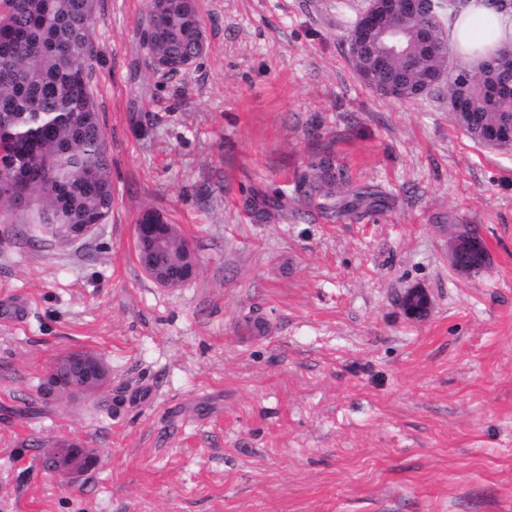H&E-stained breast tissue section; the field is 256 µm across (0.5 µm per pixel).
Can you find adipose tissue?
<instances>
[{"mask_svg": "<svg viewBox=\"0 0 512 512\" xmlns=\"http://www.w3.org/2000/svg\"><path fill=\"white\" fill-rule=\"evenodd\" d=\"M448 27L458 55L467 60L474 50L512 43V8H497L489 0H463Z\"/></svg>", "mask_w": 512, "mask_h": 512, "instance_id": "ef3b65f1", "label": "adipose tissue"}]
</instances>
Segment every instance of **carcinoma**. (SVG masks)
<instances>
[{"label":"carcinoma","instance_id":"1","mask_svg":"<svg viewBox=\"0 0 512 512\" xmlns=\"http://www.w3.org/2000/svg\"><path fill=\"white\" fill-rule=\"evenodd\" d=\"M91 0H0V184L25 195L36 216L51 215L60 224H93L112 211L111 161L103 127L96 116L89 73L97 49L92 38ZM410 35L413 54L425 70L436 66L429 45L415 36L418 27L437 40L442 18L428 13L414 20L392 19ZM150 26L160 35L145 43V67L152 71L169 59L197 57L201 24L186 0L152 4ZM477 77L462 65L448 76V96L463 81L473 106L463 120L476 140L480 133L512 118V68L498 54L480 60ZM390 75L415 85L419 73L403 59ZM308 162L294 187L293 201L329 220L363 216L389 206L370 185L354 183L343 169ZM185 240H169L168 263L181 264Z\"/></svg>","mask_w":512,"mask_h":512}]
</instances>
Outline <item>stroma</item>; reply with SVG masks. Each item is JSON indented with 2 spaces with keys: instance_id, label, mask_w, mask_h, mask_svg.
<instances>
[{
  "instance_id": "stroma-1",
  "label": "stroma",
  "mask_w": 512,
  "mask_h": 512,
  "mask_svg": "<svg viewBox=\"0 0 512 512\" xmlns=\"http://www.w3.org/2000/svg\"><path fill=\"white\" fill-rule=\"evenodd\" d=\"M197 3L206 51L162 77L149 0H94L107 222L67 242L0 211V512H512V149L458 126L445 85L400 103L358 78L365 0ZM326 146L388 210L295 214ZM147 208L196 255L178 287L134 259ZM453 222L487 244L479 276L450 264ZM73 349L107 385L45 397ZM58 440L94 452L79 482L46 469ZM405 314L414 319L425 318L430 310V297L423 288H411L402 297Z\"/></svg>"
}]
</instances>
